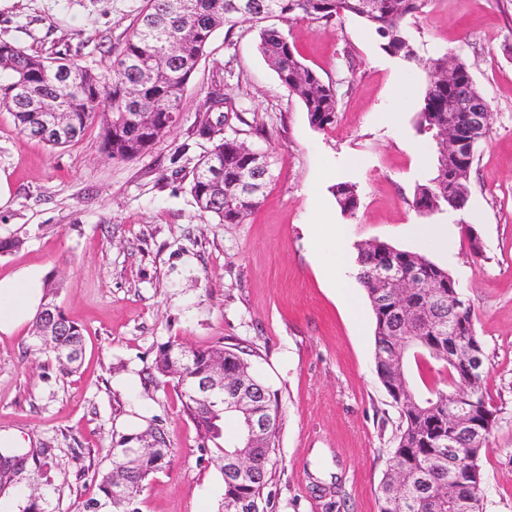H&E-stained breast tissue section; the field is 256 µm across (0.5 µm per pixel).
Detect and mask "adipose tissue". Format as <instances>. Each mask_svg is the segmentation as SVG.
Listing matches in <instances>:
<instances>
[{"instance_id":"ef3b65f1","label":"adipose tissue","mask_w":512,"mask_h":512,"mask_svg":"<svg viewBox=\"0 0 512 512\" xmlns=\"http://www.w3.org/2000/svg\"><path fill=\"white\" fill-rule=\"evenodd\" d=\"M44 271L26 266L0 278V334L10 336L32 322L43 297Z\"/></svg>"}]
</instances>
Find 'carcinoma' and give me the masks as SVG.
Returning <instances> with one entry per match:
<instances>
[{"label": "carcinoma", "instance_id": "cac0c4a2", "mask_svg": "<svg viewBox=\"0 0 512 512\" xmlns=\"http://www.w3.org/2000/svg\"><path fill=\"white\" fill-rule=\"evenodd\" d=\"M427 0H147L132 33L115 54L112 65L95 69L60 53L44 57L15 43L0 40V105L7 108L19 132L52 147H65L78 141L91 126L99 127L105 154L125 161L151 149L177 127L173 116L181 113V100L198 63L206 54L213 33L221 28L232 31L242 23L260 27L258 49L277 74L283 90L298 99L309 121L324 127L336 120L338 98L336 87L325 82L296 55L282 28L269 25L275 18L288 22L299 18L329 24L341 14L359 17L374 28L382 39V49L406 62L416 54L406 30V21L417 18ZM458 78L476 96H482L468 66L453 60ZM152 68L153 78L143 81V71ZM428 80L417 112V129L434 142L433 174L417 187L413 206L422 215L446 208L461 212L468 201V182L476 148L467 150V161L456 164L448 160V145L437 138L438 128L448 125V110L454 91L448 87V54L430 60ZM37 100H49L60 112V125L45 124V118L34 107ZM238 112L226 97L210 102L205 111L195 116L193 131L210 143L199 164L192 171L190 193L201 213L218 219L221 224H241L260 203L265 186L272 179V156L267 152L246 148L237 138L224 135L225 113ZM263 159L264 178L250 189L245 181L256 175L257 159ZM457 184L460 192L448 198V185ZM342 211L352 213L358 206L357 186L341 182L333 189ZM393 259L402 271L419 273L423 288L408 296L397 309L393 303L378 305V297L390 294L389 288L373 282V269L382 260ZM357 278L366 292L375 319L374 346L376 373L399 413L396 447L378 488L380 512H452L448 500H465L468 485L448 481V468L454 466L448 457V395L465 396L476 410L492 418L490 429L478 442L466 432L458 434V442L470 446L474 473L483 475L481 458L489 451L488 438L497 426L498 410L490 401L485 387L486 371L480 377L468 378L464 363L448 346V311L454 307L453 289L458 287L448 270L420 252L401 250L371 240L357 245ZM59 290L47 283L49 301L33 320L38 346L53 355L58 371L69 376L77 369L83 352L81 328L68 320L64 332L54 343L44 339L45 314L54 312L65 318L54 303ZM460 335L480 349L481 363L486 351L474 326V311L465 303L457 316ZM401 336L420 338L417 354H408L403 365L408 384L386 361L395 339ZM182 343L169 341L161 345L148 373V381L162 377L180 388L184 415L193 423L202 441L201 450L210 451L215 444L219 456L228 457L242 443L215 434L224 429V406L211 409L198 406L189 394V380L170 375V357ZM224 361V373L241 377V366L248 364L245 350L235 344L220 342L197 349L192 365L196 374L208 373L218 361ZM250 380L263 389L261 404L268 413L279 417L276 394L255 375ZM281 423L274 424L265 448H249L253 470L239 473L224 462V512H235L239 502L248 504L249 512H267L270 505L265 489L272 481L273 457L280 442ZM148 432L161 434L150 425L144 430L121 436L122 448L112 449V465L95 470L92 480L98 493L84 500L81 512H140L138 499L154 475L169 464L167 443L135 458L125 467L129 449ZM27 455L0 450V487L11 483V477L22 468Z\"/></svg>", "mask_w": 512, "mask_h": 512}]
</instances>
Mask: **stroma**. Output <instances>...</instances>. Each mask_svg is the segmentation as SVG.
I'll use <instances>...</instances> for the list:
<instances>
[{"label": "stroma", "instance_id": "stroma-1", "mask_svg": "<svg viewBox=\"0 0 512 512\" xmlns=\"http://www.w3.org/2000/svg\"><path fill=\"white\" fill-rule=\"evenodd\" d=\"M146 0H0V40L49 56L70 50L101 69L130 35ZM284 32L299 58L332 82L339 110L312 126L257 50L258 31L217 30L184 94L179 127L128 161L108 159L97 128L53 148L23 137L0 108V277L42 267L57 303L85 338L77 372L60 377L31 326L0 335V435L46 448L0 492L20 512L39 493L45 512H78L95 493L89 468L134 427L156 425L170 463L140 497V512H222L224 470L182 412L173 386L145 384L158 347L217 342L252 350L253 372L282 414L270 512H378L377 488L395 446L398 413L375 371L374 322L359 281L335 286L320 261L328 227L350 245L378 239L424 253L470 299L488 356L485 387L498 410L482 457L486 512H512V0H428L410 33L420 65L380 47L359 18L297 19ZM467 64L493 124L477 149L468 207L420 216L412 201L429 176L431 141L415 129L420 99L396 104L398 81L424 90L425 61ZM243 106L225 132L273 154L276 177L241 224L202 214L191 172L208 148L192 131L208 91ZM397 112L389 123L388 112ZM356 184L341 212L331 193ZM453 224L447 246L412 237V224ZM482 241L472 251L467 227ZM336 202L343 212L353 213L358 206L357 186L349 182H341L333 189Z\"/></svg>", "mask_w": 512, "mask_h": 512}]
</instances>
